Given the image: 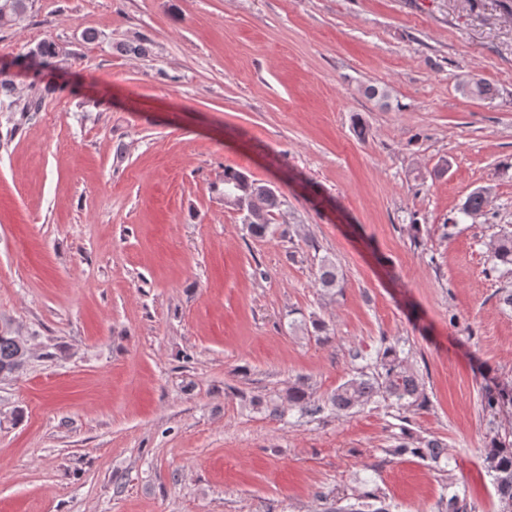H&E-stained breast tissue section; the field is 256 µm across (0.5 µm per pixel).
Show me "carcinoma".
<instances>
[{"instance_id":"carcinoma-1","label":"carcinoma","mask_w":512,"mask_h":512,"mask_svg":"<svg viewBox=\"0 0 512 512\" xmlns=\"http://www.w3.org/2000/svg\"><path fill=\"white\" fill-rule=\"evenodd\" d=\"M33 0H0V26L10 25L20 20L32 6ZM69 56L66 48L53 41H44L37 45L32 64L50 66L53 61L64 60ZM462 91L467 96L485 100L496 94V89L481 78L466 80ZM5 103L6 122L17 129L23 122L32 118L40 100H23L16 96V84L6 72L0 69V103ZM286 199L276 188L258 183L244 172L224 169V204L239 211L241 223L254 235L267 233L270 215L280 209ZM491 201L489 192L479 188L469 194L458 210L460 219L475 218L489 214ZM491 271L512 274V230L504 231L488 244ZM318 282L323 288L340 287L336 265L322 263L319 267ZM29 350L16 335L8 320L0 321V372L9 376L21 370L27 363ZM375 397L391 402L399 409L419 405L421 401L420 382L407 363L405 353L389 345L378 352L376 372L368 376L360 374L340 385L331 395L329 403L338 411H349L364 405ZM484 411L491 414L512 408V382L495 383L485 387L482 393ZM391 452L396 456L412 455L424 461L451 463L448 449L436 439L401 441ZM485 465L492 477L496 495L499 499V512H512V434L495 436L485 455ZM442 498L446 500L445 512H474L465 492L449 483L444 486ZM374 495L366 493L364 499L336 508V512H390L385 506L372 503Z\"/></svg>"}]
</instances>
